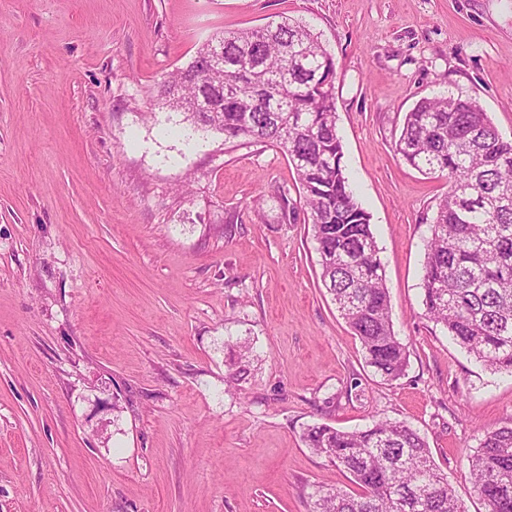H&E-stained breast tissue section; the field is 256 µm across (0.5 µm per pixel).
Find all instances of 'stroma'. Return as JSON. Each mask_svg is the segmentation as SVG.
<instances>
[{"label": "stroma", "instance_id": "1", "mask_svg": "<svg viewBox=\"0 0 512 512\" xmlns=\"http://www.w3.org/2000/svg\"><path fill=\"white\" fill-rule=\"evenodd\" d=\"M287 17L336 65L404 374L384 381L320 280L299 184L268 143L163 108L212 37ZM512 139V0H0V512H311L348 486L307 426L407 422L467 512V457L512 426V376L424 315L448 185L395 150L424 97ZM248 372L226 388L233 344Z\"/></svg>", "mask_w": 512, "mask_h": 512}]
</instances>
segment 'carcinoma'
I'll return each mask as SVG.
<instances>
[{"instance_id": "carcinoma-1", "label": "carcinoma", "mask_w": 512, "mask_h": 512, "mask_svg": "<svg viewBox=\"0 0 512 512\" xmlns=\"http://www.w3.org/2000/svg\"><path fill=\"white\" fill-rule=\"evenodd\" d=\"M335 82V62L318 38L285 18L204 44L159 97L227 140L271 143L288 155L321 281L366 363L393 381L407 352L393 329L370 215L345 173ZM396 150L424 174L448 177L426 245L425 316L484 366L512 375V141L475 101L448 96L423 98L406 113ZM248 353L241 345L230 357L226 384L244 379ZM303 440L353 485L312 486L314 512H467L425 439L404 421L351 431L313 425ZM468 469L485 512H512V427L486 432Z\"/></svg>"}]
</instances>
